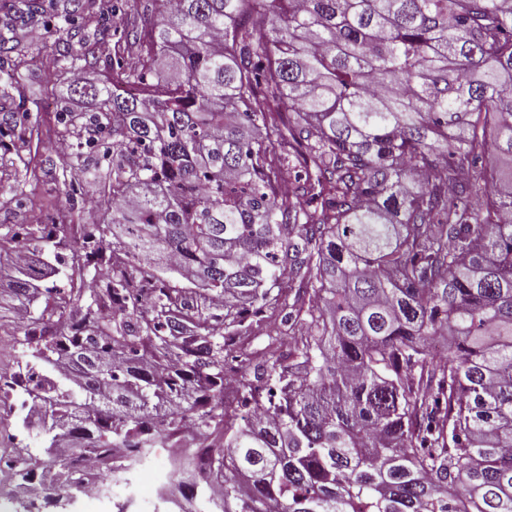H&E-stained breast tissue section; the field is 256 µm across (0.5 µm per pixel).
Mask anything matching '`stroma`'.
<instances>
[{
  "label": "stroma",
  "mask_w": 512,
  "mask_h": 512,
  "mask_svg": "<svg viewBox=\"0 0 512 512\" xmlns=\"http://www.w3.org/2000/svg\"><path fill=\"white\" fill-rule=\"evenodd\" d=\"M25 57L10 56L15 65V81L7 91H0V125L14 127L10 136H0V367L15 366L20 357L16 343L23 334V323L17 310L35 315L45 306V288L71 284L77 270L71 250L73 237L84 231L86 188L74 181L62 164L54 133L55 112L67 93V85L59 70L63 65L56 38L43 32L41 39L25 38ZM40 224H56L58 236L40 260L51 261L52 275L39 279L35 288L19 294L15 287V269L10 253L9 233L15 228H33ZM62 263H54V255ZM292 345L288 312L268 309L260 315L258 326L252 327L243 349L234 363L237 375L251 377L255 365L272 363L287 353ZM39 480L21 483L10 473L0 472V502L10 512H20L23 503L41 500L46 486L52 485L55 471L46 454L38 456ZM159 498H130L122 485H113L108 496L89 499L76 495L69 512H155Z\"/></svg>",
  "instance_id": "stroma-1"
}]
</instances>
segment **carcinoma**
<instances>
[{
  "instance_id": "obj_1",
  "label": "carcinoma",
  "mask_w": 512,
  "mask_h": 512,
  "mask_svg": "<svg viewBox=\"0 0 512 512\" xmlns=\"http://www.w3.org/2000/svg\"><path fill=\"white\" fill-rule=\"evenodd\" d=\"M94 0H58L65 70ZM103 82L70 78L66 167L112 223L92 288H48L18 342L77 380L45 392L58 488L119 482L186 424L209 449L200 512H512V0H151ZM38 0L0 23L22 55ZM304 176L284 196L261 130ZM57 225L11 240L27 251ZM295 284L293 300L277 290ZM184 280L221 300L191 313ZM291 308L294 348L232 385L250 313ZM110 448L127 449L115 466ZM38 460L16 452L28 482Z\"/></svg>"
}]
</instances>
